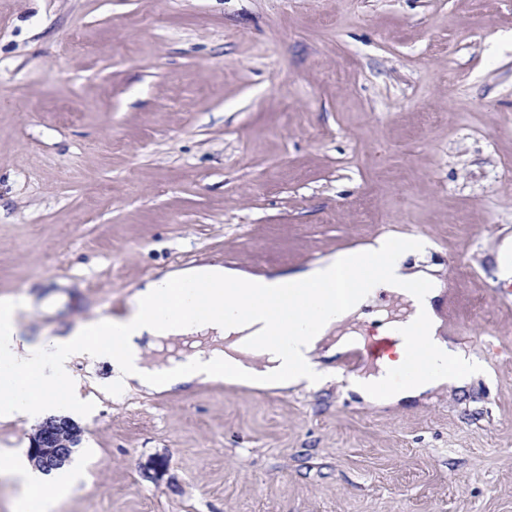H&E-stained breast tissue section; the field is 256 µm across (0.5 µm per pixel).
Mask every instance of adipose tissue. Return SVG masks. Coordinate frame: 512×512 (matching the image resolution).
I'll return each instance as SVG.
<instances>
[{"label": "adipose tissue", "instance_id": "1", "mask_svg": "<svg viewBox=\"0 0 512 512\" xmlns=\"http://www.w3.org/2000/svg\"><path fill=\"white\" fill-rule=\"evenodd\" d=\"M425 247L418 237L399 248L379 238L288 273L254 274L214 262L177 268L135 289L125 315L83 321L47 341L24 336L14 302H0V420L45 417L62 400L79 406L71 371L77 360L110 362L114 387L147 394L219 382L281 391L321 386L322 358L356 345L339 328L361 319L382 292L408 305L403 318L378 329L393 339L394 355L381 359L377 371L350 377L349 390L370 404L396 405L464 387L480 367L441 333L444 285L430 268L405 262L407 254ZM278 293L311 297L316 317L274 318L269 298ZM172 304L179 314L169 313ZM177 342L191 345V353L165 355ZM421 351L429 372L392 387V374ZM0 476L22 485L20 512H49L43 473L31 461H1Z\"/></svg>", "mask_w": 512, "mask_h": 512}]
</instances>
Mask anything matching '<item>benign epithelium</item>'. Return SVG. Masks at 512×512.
<instances>
[{
  "label": "benign epithelium",
  "instance_id": "benign-epithelium-1",
  "mask_svg": "<svg viewBox=\"0 0 512 512\" xmlns=\"http://www.w3.org/2000/svg\"><path fill=\"white\" fill-rule=\"evenodd\" d=\"M81 434V429L70 418L50 417L30 438L29 456L41 470H55L69 460L72 448L80 442Z\"/></svg>",
  "mask_w": 512,
  "mask_h": 512
}]
</instances>
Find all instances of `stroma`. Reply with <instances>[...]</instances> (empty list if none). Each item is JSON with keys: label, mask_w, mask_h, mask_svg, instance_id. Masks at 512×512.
Instances as JSON below:
<instances>
[{"label": "stroma", "mask_w": 512, "mask_h": 512, "mask_svg": "<svg viewBox=\"0 0 512 512\" xmlns=\"http://www.w3.org/2000/svg\"><path fill=\"white\" fill-rule=\"evenodd\" d=\"M425 238L483 373L347 391L121 393L85 412L55 512H512V0H0V298L27 336L124 315L203 260L256 274Z\"/></svg>", "instance_id": "35a3bbf8"}]
</instances>
